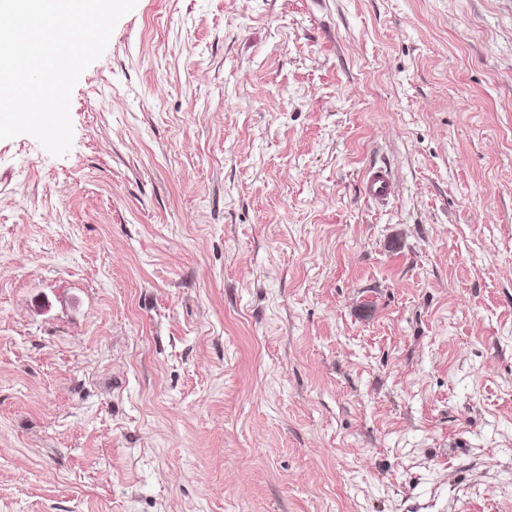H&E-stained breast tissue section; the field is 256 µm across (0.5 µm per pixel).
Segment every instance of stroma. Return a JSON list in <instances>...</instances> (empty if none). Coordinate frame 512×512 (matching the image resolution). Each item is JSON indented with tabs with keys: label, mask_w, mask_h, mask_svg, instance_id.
<instances>
[{
	"label": "stroma",
	"mask_w": 512,
	"mask_h": 512,
	"mask_svg": "<svg viewBox=\"0 0 512 512\" xmlns=\"http://www.w3.org/2000/svg\"><path fill=\"white\" fill-rule=\"evenodd\" d=\"M70 116L0 140V512H512V0H137ZM362 190L369 200L384 204L396 192V181L387 166H374L364 176Z\"/></svg>",
	"instance_id": "35a3bbf8"
}]
</instances>
